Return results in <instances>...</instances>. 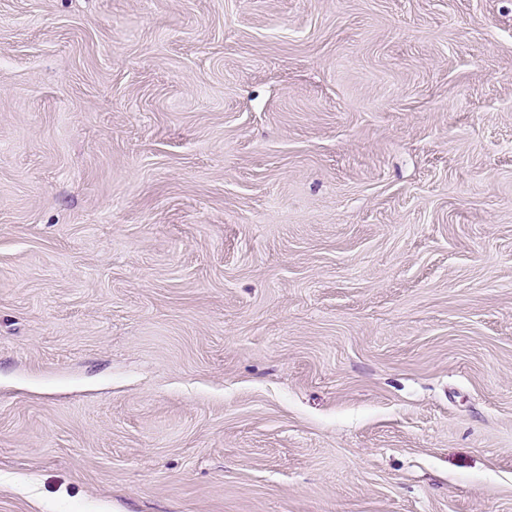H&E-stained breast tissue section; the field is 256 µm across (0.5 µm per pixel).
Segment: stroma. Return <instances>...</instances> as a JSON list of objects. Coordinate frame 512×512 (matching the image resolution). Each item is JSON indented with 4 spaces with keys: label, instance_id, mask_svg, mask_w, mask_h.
Segmentation results:
<instances>
[{
    "label": "stroma",
    "instance_id": "stroma-1",
    "mask_svg": "<svg viewBox=\"0 0 512 512\" xmlns=\"http://www.w3.org/2000/svg\"><path fill=\"white\" fill-rule=\"evenodd\" d=\"M0 512H512V0H0Z\"/></svg>",
    "mask_w": 512,
    "mask_h": 512
}]
</instances>
